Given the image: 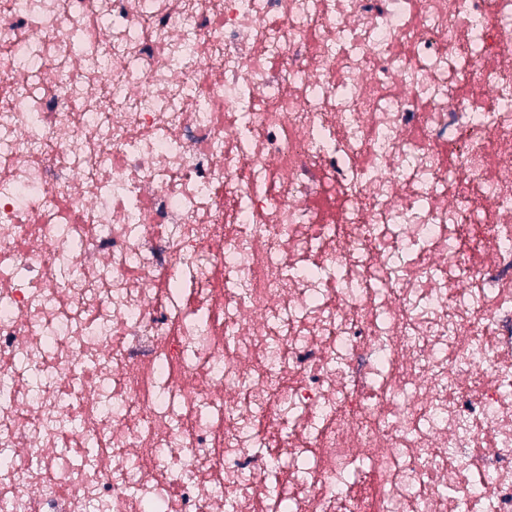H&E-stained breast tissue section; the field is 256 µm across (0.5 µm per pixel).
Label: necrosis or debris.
Instances as JSON below:
<instances>
[{
  "mask_svg": "<svg viewBox=\"0 0 512 512\" xmlns=\"http://www.w3.org/2000/svg\"><path fill=\"white\" fill-rule=\"evenodd\" d=\"M512 512V0H0V512Z\"/></svg>",
  "mask_w": 512,
  "mask_h": 512,
  "instance_id": "necrosis-or-debris-1",
  "label": "necrosis or debris"
}]
</instances>
